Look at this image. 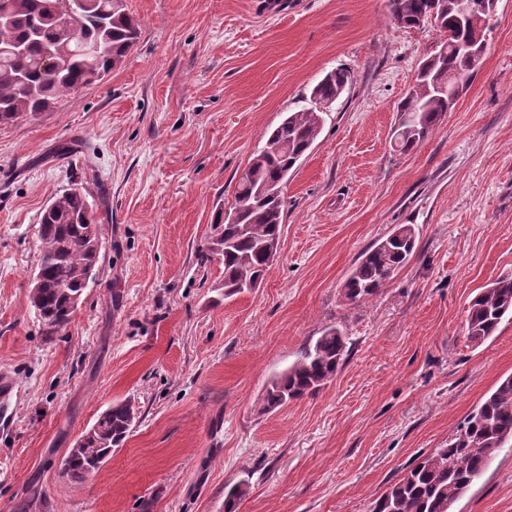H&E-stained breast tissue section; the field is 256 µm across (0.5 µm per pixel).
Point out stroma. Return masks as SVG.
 <instances>
[{
  "label": "stroma",
  "mask_w": 512,
  "mask_h": 512,
  "mask_svg": "<svg viewBox=\"0 0 512 512\" xmlns=\"http://www.w3.org/2000/svg\"><path fill=\"white\" fill-rule=\"evenodd\" d=\"M137 43L101 80L0 125V512H370L447 446L512 375V319L472 345L477 290L512 273V0L481 70L414 150L398 108L442 36L390 0H123ZM353 81L283 188L280 252L225 296L201 259L264 135L335 68ZM83 187L95 274L70 324L30 305L40 213ZM416 249L370 301L344 304L358 258L396 225ZM329 326L349 352L316 394L267 410L272 380ZM137 419L99 470L68 448L112 404ZM455 512H512V446Z\"/></svg>",
  "instance_id": "1"
}]
</instances>
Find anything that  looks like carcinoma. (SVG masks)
<instances>
[{"mask_svg": "<svg viewBox=\"0 0 512 512\" xmlns=\"http://www.w3.org/2000/svg\"><path fill=\"white\" fill-rule=\"evenodd\" d=\"M61 0H0L14 17L0 25V124L51 108L63 95L109 73L124 61L139 38L137 20L122 0H86L76 26L61 22ZM449 0H391L393 15L405 28L429 21L443 35L440 49L427 57L414 88L400 105L394 130L399 151L416 148L460 94L455 74L466 70L461 45L487 48L492 0L468 20ZM351 82L346 69L332 70L313 87L309 105L290 112L265 134L261 150L241 176L233 208L238 221L218 214L208 252L221 256L224 291L232 294L263 280L271 261L268 243L281 237L282 192L289 172L310 149L326 116ZM37 270L41 287L30 292L43 332L52 336L67 327L98 263V220L87 193L70 188L44 208L38 227ZM416 248L411 224H400L362 255L341 287L349 306L378 294L410 262ZM512 316V275L497 278L469 302L466 337L475 346L494 335ZM347 353V338L336 326L326 328L301 358L276 377L263 398L267 410L314 394L337 374ZM136 419L129 402L115 403L68 450L63 465L82 476L99 468L121 447ZM512 444V375L465 418L448 446L415 463L375 500L371 512H453V506L484 473L496 453Z\"/></svg>", "mask_w": 512, "mask_h": 512, "instance_id": "cac0c4a2", "label": "carcinoma"}]
</instances>
